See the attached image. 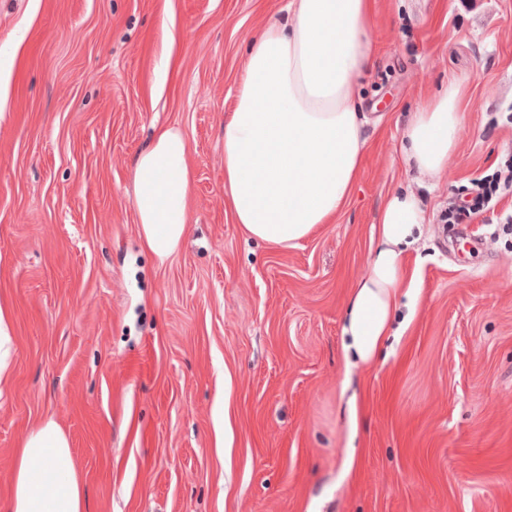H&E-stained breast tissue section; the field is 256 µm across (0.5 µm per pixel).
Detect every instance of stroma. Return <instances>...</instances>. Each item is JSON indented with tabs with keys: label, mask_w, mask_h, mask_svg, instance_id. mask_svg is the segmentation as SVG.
<instances>
[{
	"label": "stroma",
	"mask_w": 512,
	"mask_h": 512,
	"mask_svg": "<svg viewBox=\"0 0 512 512\" xmlns=\"http://www.w3.org/2000/svg\"><path fill=\"white\" fill-rule=\"evenodd\" d=\"M287 0H0V510L41 422L68 437L87 512H512V194L440 214L512 153V0H376L360 82L365 163L337 223L283 249L224 201V118L250 39ZM466 91L448 174L423 200L394 336L347 363L345 307L402 129ZM179 125L189 233L159 261L132 168ZM12 356V336L9 332V322L0 307V380L9 369Z\"/></svg>",
	"instance_id": "obj_1"
}]
</instances>
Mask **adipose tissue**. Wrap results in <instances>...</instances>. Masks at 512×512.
Here are the masks:
<instances>
[{"instance_id": "ef3b65f1", "label": "adipose tissue", "mask_w": 512, "mask_h": 512, "mask_svg": "<svg viewBox=\"0 0 512 512\" xmlns=\"http://www.w3.org/2000/svg\"><path fill=\"white\" fill-rule=\"evenodd\" d=\"M374 0H289L286 17L251 41L224 120V195L234 223L251 238L290 248L349 205L366 147L355 89L377 53ZM463 88L449 82L412 113L402 157L418 189L387 197L365 272L349 295L346 351L374 360L392 328L399 289L414 285L405 249L427 214L421 191L441 179L456 147ZM187 137L155 128L133 168V207L143 247L173 254L189 230ZM8 512H85L68 438L54 421L22 441L10 476Z\"/></svg>"}]
</instances>
